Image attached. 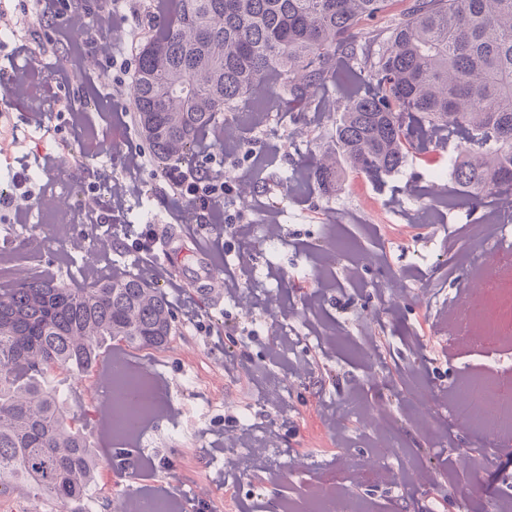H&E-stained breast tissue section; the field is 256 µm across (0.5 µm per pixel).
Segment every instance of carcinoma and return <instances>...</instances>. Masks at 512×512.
Segmentation results:
<instances>
[{"label": "carcinoma", "mask_w": 512, "mask_h": 512, "mask_svg": "<svg viewBox=\"0 0 512 512\" xmlns=\"http://www.w3.org/2000/svg\"><path fill=\"white\" fill-rule=\"evenodd\" d=\"M174 0L135 61V121L148 152L177 162L223 112L269 89L292 100L342 81L333 153L378 179L425 149L414 123L465 133L451 179L473 206L488 197L512 209V0ZM367 93L359 94L360 81ZM336 162L311 178L338 187ZM173 315L158 288L137 276L68 288L38 274L0 283V496L23 484L61 512H82L98 462L54 370L83 374L101 342L163 348Z\"/></svg>", "instance_id": "cac0c4a2"}]
</instances>
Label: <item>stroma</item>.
Instances as JSON below:
<instances>
[{"mask_svg": "<svg viewBox=\"0 0 512 512\" xmlns=\"http://www.w3.org/2000/svg\"><path fill=\"white\" fill-rule=\"evenodd\" d=\"M61 0H40L24 13L19 0H0V74L34 85L45 100L41 125L28 121V99H0V176L23 180L32 197L14 208L0 206V252L11 267L53 276L69 288L88 285L84 251L97 239L111 237L112 250L101 267L104 276L137 274L149 260L130 243L144 228L174 233L181 250L156 283L174 315L168 347L128 346L104 342L100 361L113 355L144 369L161 400L153 416L133 439L118 440L141 462L128 474L102 449L103 427L97 405L96 371L75 380L70 414L82 426L97 460L92 497L111 491L119 508L141 496L176 497L180 512H304L305 495L318 481L330 479L336 458L344 454L364 463L372 458L370 431L350 404L384 400L404 455L390 464L386 483L350 481L347 491L363 499L370 512H497L496 494L512 481V448L493 449L492 468L474 481L457 473L452 484L421 485L409 477L413 465L447 473L458 449L478 446L467 430L440 420L430 436L408 415L418 384L439 402L466 369L482 368L490 358L512 360V351L497 354L463 349L452 353L434 326L440 313L466 288L465 274L448 261V236L464 224H477L482 209L459 199L442 208L437 223L412 222L423 202L408 193L411 184H436L455 194L448 161L457 136L437 147L434 160L409 157L396 173L373 180L343 171L342 187L324 191L307 176L331 145L329 133L338 113L322 111L323 102L341 96L327 84L309 101L295 103L273 93L262 122H254L255 103L240 102L231 121L238 136L235 156L224 169L234 180L236 211L251 226L246 238L233 228L195 222L193 206H174L163 175L166 168L149 161L137 177L139 192L122 210H114L110 185L128 181L124 167L130 151L146 144L128 109V86L100 62L96 44L110 40L111 30L77 35L61 13ZM82 52L81 71L63 85L62 56ZM41 57L38 69L25 66L27 54ZM79 110L84 122L66 126L63 113ZM107 141L108 153L98 149ZM65 201L63 217L47 212L43 196ZM96 197L91 223L86 201ZM276 210L280 231L273 244L260 237L267 210ZM25 223H16L15 211ZM348 241L335 254L330 274L317 258L329 238ZM251 255L248 268L238 251ZM206 263L217 280L234 277L242 291L265 294V301L242 310L239 297L209 294L187 281L185 272ZM357 267L359 278L346 271ZM185 293H178L177 285ZM377 338L375 361L359 352L363 332ZM423 340V360H416L405 335ZM308 368L294 373L295 363ZM382 373L371 383V365ZM280 394L270 403L268 387ZM344 416L341 429L329 428V413ZM247 429L250 444L268 443L262 468L246 463L250 445L212 448L229 427ZM298 470L288 472V461Z\"/></svg>", "mask_w": 512, "mask_h": 512, "instance_id": "obj_1", "label": "stroma"}]
</instances>
